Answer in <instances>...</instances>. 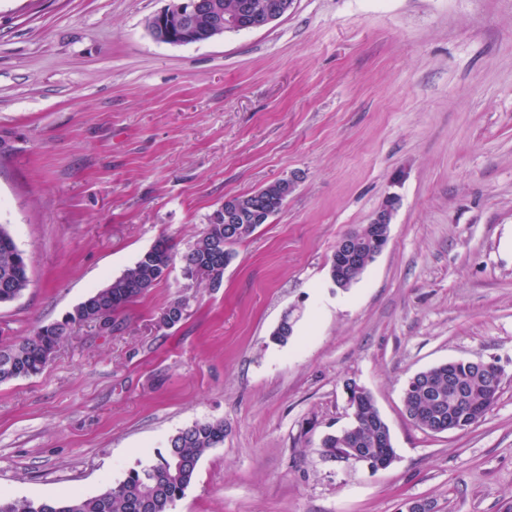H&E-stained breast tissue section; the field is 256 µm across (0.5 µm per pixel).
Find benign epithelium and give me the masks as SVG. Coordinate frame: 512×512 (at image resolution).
Listing matches in <instances>:
<instances>
[{
  "label": "benign epithelium",
  "instance_id": "benign-epithelium-1",
  "mask_svg": "<svg viewBox=\"0 0 512 512\" xmlns=\"http://www.w3.org/2000/svg\"><path fill=\"white\" fill-rule=\"evenodd\" d=\"M293 3L294 0H271L261 13L248 8L233 15H226L215 0H170L167 8L149 17L147 29L156 41L162 43L181 45L188 42H204L221 36L228 30L265 29L284 17ZM398 205L399 198L390 194L373 214L370 224L381 225L382 232L377 239L378 250L372 257L360 259L359 242L355 240V236H347L340 241L338 250L353 258L351 268H359L362 262L373 263L385 249L388 243L389 224ZM336 460L347 464L367 462L374 470L387 466L385 462L372 464V460L365 456V450L362 448H338Z\"/></svg>",
  "mask_w": 512,
  "mask_h": 512
}]
</instances>
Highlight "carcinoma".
<instances>
[{
	"mask_svg": "<svg viewBox=\"0 0 512 512\" xmlns=\"http://www.w3.org/2000/svg\"><path fill=\"white\" fill-rule=\"evenodd\" d=\"M239 211L238 221L224 223V208ZM283 208L281 181L263 188L226 199L224 207L207 218V224L184 254L186 269L197 264L208 267V280L218 285L224 269L233 259V246L260 226L257 211L272 215ZM173 245L161 238L122 275L105 287L87 296L67 313L68 319L38 328L18 342L0 343V383L29 378L40 374L62 340L70 333V322L98 323L151 290L164 276ZM329 276L335 286L349 289L361 276L337 257H332ZM28 265L11 234L0 224V304L17 299L28 286ZM496 361L475 365L459 360L432 366L416 373L407 397L403 398L406 416L418 427L427 430L435 424L452 426L455 431H467L476 426L493 409L497 388L492 384ZM352 422L343 430L326 438L324 453L336 457V449L346 440L363 448L376 458L392 459V441L380 440L384 426L372 395L362 391L351 406ZM224 442V422L201 421L173 435L165 451L152 463L129 471L109 494L85 497L69 495L61 499L17 501L0 495V512H170L192 483L200 458Z\"/></svg>",
	"mask_w": 512,
	"mask_h": 512,
	"instance_id": "cac0c4a2",
	"label": "carcinoma"
}]
</instances>
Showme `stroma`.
<instances>
[{"instance_id": "stroma-1", "label": "stroma", "mask_w": 512, "mask_h": 512, "mask_svg": "<svg viewBox=\"0 0 512 512\" xmlns=\"http://www.w3.org/2000/svg\"><path fill=\"white\" fill-rule=\"evenodd\" d=\"M169 0H0V224L29 284L0 342L61 321L158 238L168 274L100 334L0 384V493L99 494L171 436L220 420L170 512H506L512 506V0H295L272 26L155 41ZM296 177L218 286L182 256L225 199ZM400 204L351 288L337 240ZM182 301L184 319L159 327ZM294 331L270 336L284 313ZM498 361L469 431L415 426L403 390L450 360ZM372 395L396 456L326 459ZM399 205V198L394 195L390 194L388 195L385 200L383 201L381 207L373 214L370 222L367 224V228L371 227V225H383L382 226V232L379 235L376 244L378 245V250L375 254L372 255V258H363L362 261H364V264L369 265L374 262V260L382 253V251L385 249L388 243V229L389 224H391V220L393 217L394 212L396 211L397 207ZM374 241L372 239H367L364 248H363V254H368L373 248H375ZM365 269L360 272L353 273L348 266L339 261L335 252L330 262L329 276L336 288L346 290L360 278Z\"/></svg>"}]
</instances>
